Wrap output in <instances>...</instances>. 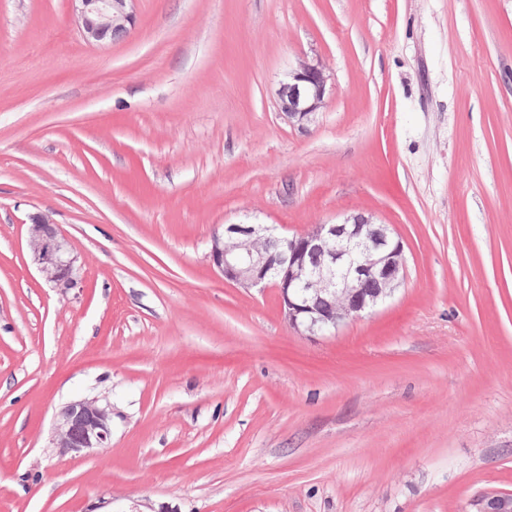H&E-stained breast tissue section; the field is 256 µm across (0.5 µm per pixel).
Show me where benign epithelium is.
Returning <instances> with one entry per match:
<instances>
[{"label":"benign epithelium","instance_id":"obj_1","mask_svg":"<svg viewBox=\"0 0 512 512\" xmlns=\"http://www.w3.org/2000/svg\"><path fill=\"white\" fill-rule=\"evenodd\" d=\"M84 38L104 44L127 34L136 0H70ZM330 80L319 59L304 58L278 91L280 113L288 124L308 127L325 103ZM275 238L280 250L271 252ZM27 247L45 282L68 289L77 284L71 242L43 215L31 218ZM224 280L244 288H276L288 325L307 336L333 334L391 297L406 277L403 241L391 225L373 214L343 215L334 223L313 224L299 234L277 232L273 224H227L209 252ZM112 439V406L97 397L68 403L55 420L53 447L62 454L85 455ZM477 512H512V493L487 492Z\"/></svg>","mask_w":512,"mask_h":512}]
</instances>
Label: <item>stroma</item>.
<instances>
[{"label":"stroma","instance_id":"35a3bbf8","mask_svg":"<svg viewBox=\"0 0 512 512\" xmlns=\"http://www.w3.org/2000/svg\"><path fill=\"white\" fill-rule=\"evenodd\" d=\"M333 80L279 113L302 57ZM365 211L404 285L330 336L225 283V225ZM41 214L77 285L32 265ZM109 447L51 444L69 401ZM512 492V0H0V512H474ZM137 0H70L88 43L104 44L127 34ZM329 80L330 75L319 59L304 58L288 73V81L278 91V106L289 125L308 127L312 116L325 103ZM112 439V406L98 397L68 403L55 420L53 448L61 454L86 455Z\"/></svg>","mask_w":512,"mask_h":512}]
</instances>
